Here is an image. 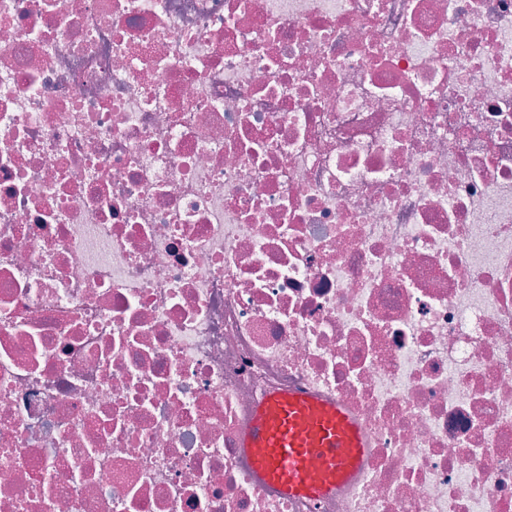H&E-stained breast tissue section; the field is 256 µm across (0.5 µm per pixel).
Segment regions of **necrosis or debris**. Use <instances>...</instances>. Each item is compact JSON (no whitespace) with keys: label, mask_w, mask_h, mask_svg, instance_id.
<instances>
[{"label":"necrosis or debris","mask_w":512,"mask_h":512,"mask_svg":"<svg viewBox=\"0 0 512 512\" xmlns=\"http://www.w3.org/2000/svg\"><path fill=\"white\" fill-rule=\"evenodd\" d=\"M0 512H512V0H0ZM240 448L252 455L263 483L313 500L352 479L366 453L358 423L343 406L299 392L270 394L255 409Z\"/></svg>","instance_id":"4bbe7bcc"}]
</instances>
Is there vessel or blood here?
<instances>
[{"mask_svg":"<svg viewBox=\"0 0 512 512\" xmlns=\"http://www.w3.org/2000/svg\"><path fill=\"white\" fill-rule=\"evenodd\" d=\"M260 480L286 496L317 500L352 479L366 448L343 407L299 392L270 394L240 437Z\"/></svg>","mask_w":512,"mask_h":512,"instance_id":"obj_1","label":"vessel or blood"}]
</instances>
